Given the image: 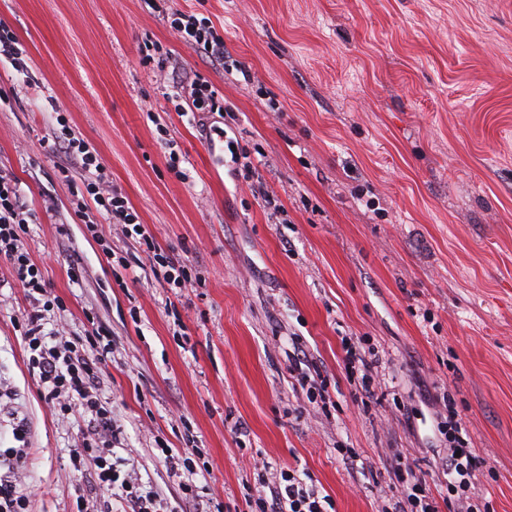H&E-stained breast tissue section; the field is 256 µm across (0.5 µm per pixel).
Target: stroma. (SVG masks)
Masks as SVG:
<instances>
[{
  "mask_svg": "<svg viewBox=\"0 0 512 512\" xmlns=\"http://www.w3.org/2000/svg\"><path fill=\"white\" fill-rule=\"evenodd\" d=\"M209 17L254 83L184 48L151 0H0L26 45V73L0 65V167L40 211L25 244L81 331L112 329L102 394L143 484L179 496L158 443H195L199 492L248 512L267 478L307 473L336 512H382L407 450L443 491L448 444L436 397L452 393L470 448L491 453L476 497L512 512V0H167ZM173 52L218 88L234 138L266 161L262 180L215 161L201 127L161 113L170 91L143 64ZM159 114L151 122L148 111ZM67 119L105 158L161 248L198 285L179 293L120 227L87 232L43 142ZM180 145L184 183L158 144ZM53 199L45 209V199ZM83 268L81 282L69 277ZM22 291L0 286V383L33 425L31 512H76L89 477L67 478L78 426L40 399L17 329ZM378 352V401L360 411L339 367L342 337ZM316 358L318 410L290 359ZM359 450L368 466L342 460Z\"/></svg>",
  "mask_w": 512,
  "mask_h": 512,
  "instance_id": "1",
  "label": "stroma"
}]
</instances>
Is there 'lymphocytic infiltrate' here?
<instances>
[{
    "instance_id": "1",
    "label": "lymphocytic infiltrate",
    "mask_w": 512,
    "mask_h": 512,
    "mask_svg": "<svg viewBox=\"0 0 512 512\" xmlns=\"http://www.w3.org/2000/svg\"><path fill=\"white\" fill-rule=\"evenodd\" d=\"M167 22L178 40L199 57L223 65L225 73L247 74L244 64L225 63L224 36L210 18L176 11ZM175 63V58L167 54L158 59L156 66L157 76L171 85L172 93L167 101L175 112L182 117L221 112L213 85L197 75L178 76L173 71ZM47 152L59 159L62 173H69L73 168L79 170L85 194L73 197L72 203L75 214L88 230L102 224L133 229L166 280L180 288L192 286L191 274L156 249L127 197L111 185L102 157L90 141L65 126L53 136ZM37 221V211L22 189L20 179L13 171L0 168V263L5 266L7 280L21 287L27 302L19 328L29 351L28 369L45 404L59 415H71L78 421L68 475L77 477L91 463L97 468L95 493L102 496L119 493L122 512H179L175 507L165 508L158 491L141 490L137 476L120 473L113 460L119 434L112 421V404L102 400L99 394L102 366L112 352L107 342L110 332L104 324L95 321L89 322L80 334L53 324L50 313L60 300L47 288L42 266L32 259L24 245L31 224ZM343 350V373L348 381L359 385L362 406H370L378 398L372 375L375 353L363 344L348 340L344 341ZM443 406L448 412L443 431L448 439L449 455L441 463L446 492L434 495L425 472L411 455L394 450L392 468L399 476V488L392 498L390 512H488V504L478 503L472 495L474 480L486 467L487 460L468 448L454 397L444 395ZM13 438V447L0 448V512H29L30 495L20 487L29 454L26 421H16ZM283 479L284 486L252 495L248 501L251 512H335L330 496L301 479L297 469H288Z\"/></svg>"
}]
</instances>
